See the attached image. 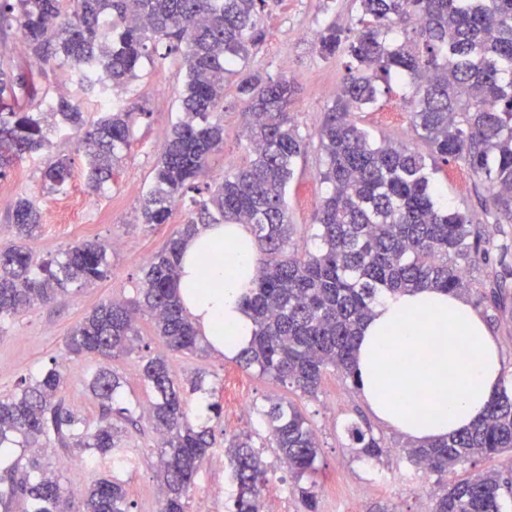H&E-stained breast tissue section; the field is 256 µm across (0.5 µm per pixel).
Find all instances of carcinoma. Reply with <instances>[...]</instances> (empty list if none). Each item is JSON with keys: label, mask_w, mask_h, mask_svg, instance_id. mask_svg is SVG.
Segmentation results:
<instances>
[{"label": "carcinoma", "mask_w": 512, "mask_h": 512, "mask_svg": "<svg viewBox=\"0 0 512 512\" xmlns=\"http://www.w3.org/2000/svg\"><path fill=\"white\" fill-rule=\"evenodd\" d=\"M358 24L345 32L327 25L318 37L324 57L344 52L348 77L327 111L317 137L318 171L329 187L318 214L315 248L290 247L293 225L286 196L306 143L288 112L294 83L259 72L241 75L237 90L247 104L249 160L220 182L205 178L209 157L224 144V79L235 73L262 39L266 0H0V31L16 30L30 56L19 64L0 51V176L17 158L52 145L63 123L82 132L87 186H109L129 148L137 113L103 102L108 87H125L137 69L166 44L182 51L186 81L181 114L143 196L140 221L167 224L189 191L193 209L143 269L138 299L113 300L87 313L65 336L75 359H116L140 349L137 315H151L155 336L170 350L195 353L211 347L199 335L179 296L182 241L207 224H243L259 250L255 288L244 298L255 331L236 363L304 395L317 394L327 371L357 384L354 358L361 323L383 296L419 288L466 294L465 272L492 242L463 212L437 202L432 175L454 162L485 188V210L512 220V0H356ZM403 26L402 39H389ZM70 65L86 100L57 97L47 112L34 109L37 77L58 59ZM91 70L94 79L85 77ZM407 80L414 133L425 156L399 143L377 142L353 119L374 104L380 84ZM104 112L89 122L85 101ZM71 177L69 158L58 154L43 172V189L58 192ZM17 242L0 248L1 324L35 305L57 303L74 282L103 278L109 246L81 240L39 263L23 242L35 237L41 212L20 196L11 215ZM153 400L145 408L124 395L120 376L102 365L89 387L98 400L95 426L63 395L64 373L54 363L0 397V512H131L122 432L145 418L157 435L159 512H186V500L215 445L212 429L196 420L188 396L204 390L196 376L177 383L165 356L143 364ZM278 460L288 464L305 512H318L316 471L320 445L307 417L292 402L260 411ZM357 453L378 460L379 439L357 424L346 426ZM45 439L110 460L112 474L87 488L81 504L65 494L60 476L24 457ZM512 451V392L492 399L477 425L430 445H413V462L437 474L465 465L476 454ZM235 492L231 512H261L268 469L249 433L224 442ZM512 493L501 472L488 470L441 484L431 512H505Z\"/></svg>", "instance_id": "carcinoma-1"}]
</instances>
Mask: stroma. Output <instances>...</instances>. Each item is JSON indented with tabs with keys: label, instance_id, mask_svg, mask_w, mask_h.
Listing matches in <instances>:
<instances>
[{
	"label": "stroma",
	"instance_id": "obj_1",
	"mask_svg": "<svg viewBox=\"0 0 512 512\" xmlns=\"http://www.w3.org/2000/svg\"><path fill=\"white\" fill-rule=\"evenodd\" d=\"M358 17L352 0H267L261 26L264 39L253 49L246 70L272 78L293 81L298 92L289 107L307 143L297 175L288 190L287 205L294 226L292 244L298 251L312 249L310 236L325 187L317 173L322 165L317 131L332 106L348 71V58L320 55L316 42L329 23L343 29L355 26ZM186 78L181 53L145 63L118 98L125 109L136 112L131 146L115 172L109 188L98 196L86 187V159L76 142L53 143L71 160L72 176L56 193L42 190V175L48 155H26L18 159L5 177L0 178V245L13 239L11 211L18 195L32 197L42 212V226L28 246L35 261L58 255L83 238H98L113 244L111 266L101 281L72 285L65 300L52 306L31 308L0 328V397L10 394L21 378L37 375L51 363H59L66 374L63 389L70 404L88 421L97 417V400L89 381L98 367L94 357L71 359L64 338L95 305L111 300L133 298L142 272L152 255L162 248L176 226L188 218L186 207L173 211L169 223L142 224L138 221L140 202L149 190L156 164L173 123L180 112V92ZM237 76L224 83V145L214 153L207 167L208 180L247 163L248 149L241 116L244 104L237 93ZM409 83L391 80L378 101L356 112V122L380 140L404 143L418 151L425 144L412 130L407 100ZM437 193L448 207L465 211L473 224L481 227L495 247L486 259L468 271L471 287L485 289L495 278L507 280V299L497 310L484 315L498 339L503 357V386L512 389V222L495 221L483 208V192L464 166L452 163L436 176ZM139 329L148 345V355L167 356L172 372L185 377L202 372L205 394L197 402H224L229 386L243 395L250 422L271 402L287 399L305 413L321 444L316 479L320 484L319 512H431V501L420 490L421 470L406 455L407 438L397 430L377 422L365 406L360 392L337 375L326 374L316 396L308 397L254 371L239 368L232 358L209 350L198 355L167 350L154 335L153 320L144 315ZM357 423L380 438L386 448L381 462L358 457L344 426ZM217 442L196 478V488L188 499V512H229V502H210V487L230 478V466L222 442L240 434V427L228 415L212 420ZM156 435L148 423L128 428L123 444L128 450L125 478L131 512H158V454ZM262 459L270 467L263 493V512H304L296 494L289 488L288 473L279 471L276 454L267 436L255 439ZM42 466L61 470L62 483L73 499H80L87 487L107 473L106 466L89 465L77 454L58 455L46 449L38 456Z\"/></svg>",
	"mask_w": 512,
	"mask_h": 512
}]
</instances>
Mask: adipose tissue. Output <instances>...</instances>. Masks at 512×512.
I'll use <instances>...</instances> for the list:
<instances>
[{"mask_svg": "<svg viewBox=\"0 0 512 512\" xmlns=\"http://www.w3.org/2000/svg\"><path fill=\"white\" fill-rule=\"evenodd\" d=\"M230 244L238 271L224 275L217 246ZM258 252L240 224H211L183 245L179 291L214 349L232 357L249 345L242 305L254 286ZM358 387L372 415L420 444L478 423L501 390L503 362L493 331L465 296L434 288L385 295L362 325Z\"/></svg>", "mask_w": 512, "mask_h": 512, "instance_id": "1", "label": "adipose tissue"}]
</instances>
